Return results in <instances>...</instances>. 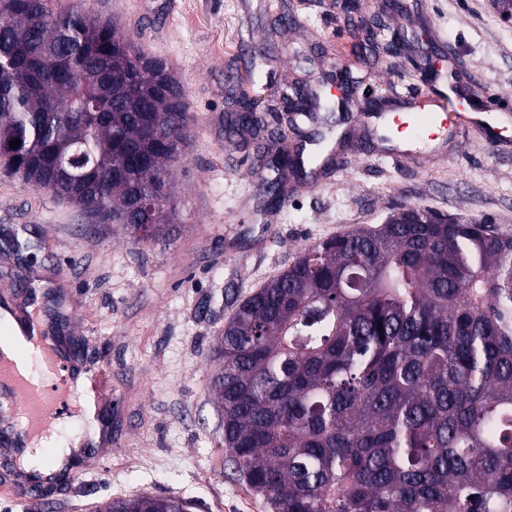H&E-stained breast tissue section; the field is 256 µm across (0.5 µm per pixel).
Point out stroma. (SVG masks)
Instances as JSON below:
<instances>
[{
    "mask_svg": "<svg viewBox=\"0 0 512 512\" xmlns=\"http://www.w3.org/2000/svg\"><path fill=\"white\" fill-rule=\"evenodd\" d=\"M86 0L167 63L187 90L192 143L175 172L178 220L148 245L116 224H88L76 207L0 177V301L27 305L85 364L108 367L121 410L100 402L119 449L97 448L88 471L58 480L26 502L0 491V512H96L115 498L178 495L190 512H270L240 479L214 401V351L245 296L293 262L302 248L377 225L391 208L419 205L475 217L512 234V110L496 109L502 141L470 131L457 152L396 166L356 136L346 165L314 189L289 188L277 209L261 205L272 174L256 170L258 148L287 134L283 86L321 93L338 61L356 96L395 100L427 91L421 71L451 58L480 107L512 100V24L489 0ZM376 17L378 42L407 33L403 51L364 49L362 23ZM339 71V72H340ZM256 99L267 134L248 146L226 126L241 96ZM34 247L16 253L14 238Z\"/></svg>",
    "mask_w": 512,
    "mask_h": 512,
    "instance_id": "obj_1",
    "label": "stroma"
}]
</instances>
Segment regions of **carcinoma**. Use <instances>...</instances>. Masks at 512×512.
Here are the masks:
<instances>
[{"instance_id": "cac0c4a2", "label": "carcinoma", "mask_w": 512, "mask_h": 512, "mask_svg": "<svg viewBox=\"0 0 512 512\" xmlns=\"http://www.w3.org/2000/svg\"><path fill=\"white\" fill-rule=\"evenodd\" d=\"M176 87L110 17L0 0V151L15 153L14 179L145 242L177 220L191 132ZM150 120L181 148L153 143ZM237 128L265 130L248 102ZM267 166L295 169L285 150ZM406 210L414 223L303 249L224 324L212 377L224 447L271 512H512V235ZM101 512L189 504L142 495Z\"/></svg>"}]
</instances>
